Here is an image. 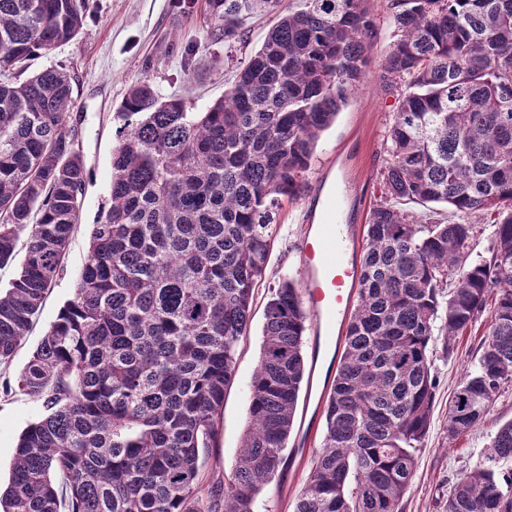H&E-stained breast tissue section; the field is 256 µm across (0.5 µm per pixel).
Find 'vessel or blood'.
Segmentation results:
<instances>
[{"label":"vessel or blood","mask_w":512,"mask_h":512,"mask_svg":"<svg viewBox=\"0 0 512 512\" xmlns=\"http://www.w3.org/2000/svg\"><path fill=\"white\" fill-rule=\"evenodd\" d=\"M300 271L305 304L313 320L315 352L337 348L338 326L344 325L360 270L352 240L341 225L323 224L309 232L301 254Z\"/></svg>","instance_id":"1"}]
</instances>
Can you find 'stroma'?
Instances as JSON below:
<instances>
[{
  "label": "stroma",
  "mask_w": 512,
  "mask_h": 512,
  "mask_svg": "<svg viewBox=\"0 0 512 512\" xmlns=\"http://www.w3.org/2000/svg\"><path fill=\"white\" fill-rule=\"evenodd\" d=\"M178 0H88L85 24L69 42L41 55L31 71L49 67L67 69L74 79L71 126L75 130L87 172L80 220L75 226L64 261V271L48 292L40 313L9 362L0 363V485L8 486L21 432L43 413L41 401L14 392L11 386L56 320L73 298L79 274L88 259V239L101 208L109 198L110 159L120 139L115 114L131 83L146 79L159 96L183 97L194 111H205L230 87L238 67L262 44L272 18L245 21L241 34L230 41H214L202 13L184 19ZM377 18L368 70L372 77L352 93L335 123L317 141L310 166L302 175L297 196L284 197L274 221V242L268 267L254 292L248 336L238 350L235 376L224 397L222 432L204 468L203 486L223 484L235 463L248 425L250 385L258 365L264 307L282 281L299 278V244L306 218L329 193H336L340 223L349 225L357 245H364L366 224L381 200V169L386 133L396 110L395 94L376 83L377 72L393 40L388 0H370ZM490 316L482 314L460 336L453 354H445L443 340L434 344L432 365L437 388L431 428L417 454L415 477L403 499V512H445L448 492L462 470L473 468L498 428L512 420V386L492 406L477 428L449 441L448 403L472 365L488 331ZM319 409L317 397L301 401L289 449L308 441L309 455L296 458L282 486H268L257 498L256 512H291L317 451L324 423L306 428L305 418Z\"/></svg>",
  "instance_id": "stroma-1"
}]
</instances>
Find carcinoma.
<instances>
[{
  "mask_svg": "<svg viewBox=\"0 0 512 512\" xmlns=\"http://www.w3.org/2000/svg\"><path fill=\"white\" fill-rule=\"evenodd\" d=\"M230 40L276 22L204 112L145 80L118 108L110 195L73 298L15 380L44 413L21 435L0 512H255L280 480L302 384L308 313L284 281L264 309L249 424L224 487L204 496L224 395L265 273L279 197L301 189L321 133L368 74L369 0H180ZM396 40L378 72L397 93L384 196L366 228L357 301L324 395V431L292 512H402L429 431L435 337L491 307L448 438L512 385V0H390ZM86 0H0V293L9 359L63 267L86 168L69 125L71 75L25 76L76 37ZM427 205L412 213L403 205ZM444 204L445 224L430 204ZM495 224L472 256L473 219ZM512 420L459 474L447 512H512Z\"/></svg>",
  "mask_w": 512,
  "mask_h": 512,
  "instance_id": "obj_1",
  "label": "carcinoma"
}]
</instances>
